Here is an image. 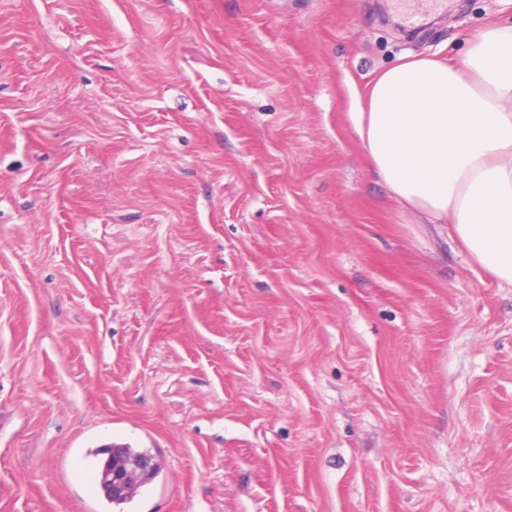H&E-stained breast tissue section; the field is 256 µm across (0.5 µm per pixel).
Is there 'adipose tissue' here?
I'll list each match as a JSON object with an SVG mask.
<instances>
[{
  "mask_svg": "<svg viewBox=\"0 0 512 512\" xmlns=\"http://www.w3.org/2000/svg\"><path fill=\"white\" fill-rule=\"evenodd\" d=\"M349 118L392 197L512 285V25L486 27L463 65L380 72Z\"/></svg>",
  "mask_w": 512,
  "mask_h": 512,
  "instance_id": "obj_1",
  "label": "adipose tissue"
}]
</instances>
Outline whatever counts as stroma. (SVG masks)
Instances as JSON below:
<instances>
[{
	"label": "stroma",
	"instance_id": "35a3bbf8",
	"mask_svg": "<svg viewBox=\"0 0 512 512\" xmlns=\"http://www.w3.org/2000/svg\"><path fill=\"white\" fill-rule=\"evenodd\" d=\"M0 0V512H512V285L349 115L502 0ZM144 452L147 451H138L129 446H112V454H108L106 465H103L104 468L100 473V482L105 488V491L114 498H127L113 499L106 495L104 489L101 487L107 499L116 507L125 504L130 499V496L143 478L148 475L142 481V483H146L159 474L161 464L159 465L157 463L155 467L154 457ZM138 454L143 455L123 461L112 460V457H130ZM154 467L155 470L153 471Z\"/></svg>",
	"mask_w": 512,
	"mask_h": 512
}]
</instances>
